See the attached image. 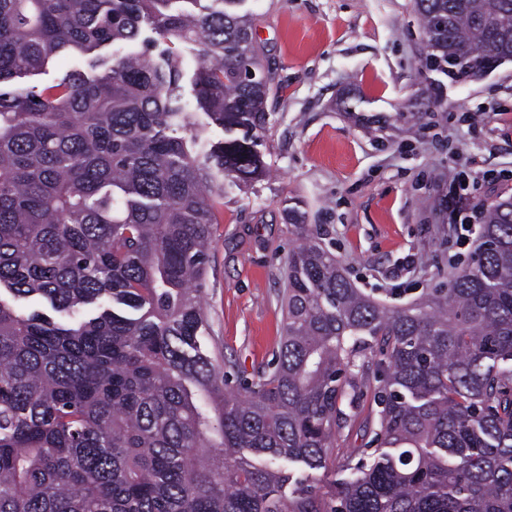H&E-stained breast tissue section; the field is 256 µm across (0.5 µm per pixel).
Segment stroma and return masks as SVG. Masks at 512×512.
Returning a JSON list of instances; mask_svg holds the SVG:
<instances>
[{"label":"stroma","instance_id":"1","mask_svg":"<svg viewBox=\"0 0 512 512\" xmlns=\"http://www.w3.org/2000/svg\"><path fill=\"white\" fill-rule=\"evenodd\" d=\"M254 43L272 74L260 131L269 168L218 207L204 293V349L233 378L279 351L288 255L286 211L319 225L356 287L390 305L448 285L472 247L448 226L451 178L480 166V200L512 196V62L435 87L422 71L414 0H248ZM376 388L345 432L374 447Z\"/></svg>","mask_w":512,"mask_h":512}]
</instances>
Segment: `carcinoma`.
Listing matches in <instances>:
<instances>
[{
  "label": "carcinoma",
  "mask_w": 512,
  "mask_h": 512,
  "mask_svg": "<svg viewBox=\"0 0 512 512\" xmlns=\"http://www.w3.org/2000/svg\"><path fill=\"white\" fill-rule=\"evenodd\" d=\"M245 2L0 0V512H512V202L404 306L354 287L291 207L269 369L235 392L202 349L217 205L266 171ZM415 11L442 77L512 59V0ZM145 26L102 74L17 83ZM374 381L366 463L339 402ZM280 460L350 476L292 486Z\"/></svg>",
  "instance_id": "carcinoma-1"
}]
</instances>
